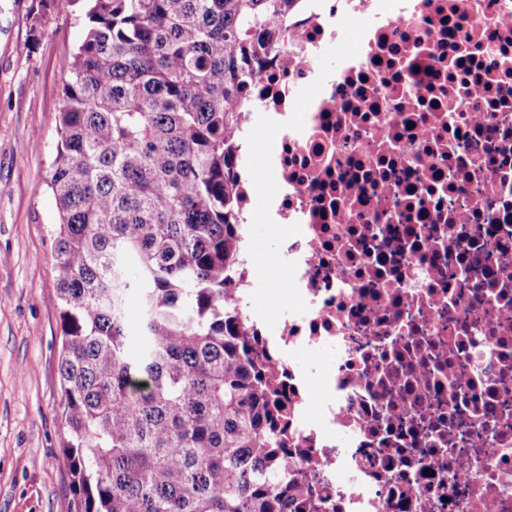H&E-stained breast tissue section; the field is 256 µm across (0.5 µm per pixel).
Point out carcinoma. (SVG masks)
<instances>
[{
	"instance_id": "cac0c4a2",
	"label": "carcinoma",
	"mask_w": 512,
	"mask_h": 512,
	"mask_svg": "<svg viewBox=\"0 0 512 512\" xmlns=\"http://www.w3.org/2000/svg\"><path fill=\"white\" fill-rule=\"evenodd\" d=\"M300 2L85 0L43 180L75 512L316 508L229 308L234 147Z\"/></svg>"
}]
</instances>
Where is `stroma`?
<instances>
[{
    "instance_id": "1",
    "label": "stroma",
    "mask_w": 512,
    "mask_h": 512,
    "mask_svg": "<svg viewBox=\"0 0 512 512\" xmlns=\"http://www.w3.org/2000/svg\"><path fill=\"white\" fill-rule=\"evenodd\" d=\"M37 0H0V512H72L61 414L60 300L41 184L85 24L67 4L32 33Z\"/></svg>"
}]
</instances>
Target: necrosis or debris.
<instances>
[{
  "label": "necrosis or debris",
  "mask_w": 512,
  "mask_h": 512,
  "mask_svg": "<svg viewBox=\"0 0 512 512\" xmlns=\"http://www.w3.org/2000/svg\"><path fill=\"white\" fill-rule=\"evenodd\" d=\"M292 29L236 149L269 157L237 204L281 275L258 297L244 239L231 287L288 446L320 512H512V0H305ZM249 241L255 256L266 262L267 279L258 285L262 288L259 297H264V288H269L271 280L275 277V261L279 250V234L267 224H249Z\"/></svg>",
  "instance_id": "obj_1"
}]
</instances>
